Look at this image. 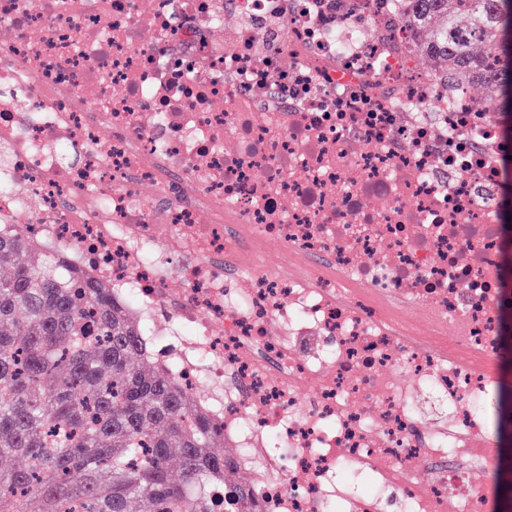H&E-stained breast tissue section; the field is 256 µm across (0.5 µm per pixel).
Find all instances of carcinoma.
I'll return each mask as SVG.
<instances>
[{"label":"carcinoma","instance_id":"obj_1","mask_svg":"<svg viewBox=\"0 0 512 512\" xmlns=\"http://www.w3.org/2000/svg\"><path fill=\"white\" fill-rule=\"evenodd\" d=\"M410 2L418 53L482 90L511 134L512 0ZM229 455L224 426L158 363L127 305L30 231L0 236V458L21 460L0 469V512H217L226 485L233 512H254Z\"/></svg>","mask_w":512,"mask_h":512}]
</instances>
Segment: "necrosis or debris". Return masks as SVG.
<instances>
[{
    "label": "necrosis or debris",
    "instance_id": "necrosis-or-debris-1",
    "mask_svg": "<svg viewBox=\"0 0 512 512\" xmlns=\"http://www.w3.org/2000/svg\"><path fill=\"white\" fill-rule=\"evenodd\" d=\"M403 6L0 0V232L139 312L272 512L493 509L504 139Z\"/></svg>",
    "mask_w": 512,
    "mask_h": 512
}]
</instances>
